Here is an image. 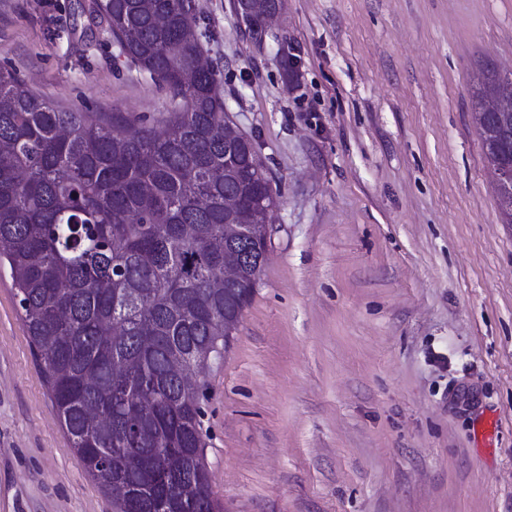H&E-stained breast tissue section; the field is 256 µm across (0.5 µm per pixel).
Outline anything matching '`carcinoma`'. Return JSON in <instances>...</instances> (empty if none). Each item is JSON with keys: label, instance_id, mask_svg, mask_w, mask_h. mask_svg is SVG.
I'll list each match as a JSON object with an SVG mask.
<instances>
[{"label": "carcinoma", "instance_id": "carcinoma-1", "mask_svg": "<svg viewBox=\"0 0 512 512\" xmlns=\"http://www.w3.org/2000/svg\"><path fill=\"white\" fill-rule=\"evenodd\" d=\"M276 0H254L259 35ZM126 62L170 95L162 131L124 112L60 109L0 70V267L70 447L116 512H157L194 483L185 512H220L204 449L207 382L177 359H224L266 250L224 283V225L261 237L271 179L251 180L224 146L218 71L200 61L197 9L180 0H93ZM502 79H479L473 110ZM251 199L224 212V192ZM134 372L118 374L116 365ZM112 450V466L97 455Z\"/></svg>", "mask_w": 512, "mask_h": 512}]
</instances>
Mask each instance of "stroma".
<instances>
[{
  "mask_svg": "<svg viewBox=\"0 0 512 512\" xmlns=\"http://www.w3.org/2000/svg\"><path fill=\"white\" fill-rule=\"evenodd\" d=\"M204 55L281 203L208 378L223 512H512V224L473 119L512 0H196ZM89 0H0V68L162 129L165 90ZM296 77L285 82L282 61ZM0 512H113L72 452L0 268ZM276 1L277 0H254L253 8L248 15L249 19L247 20L246 23L255 34H262L263 17L266 14V12L270 9V7L275 5ZM278 1L280 6H282V1ZM280 6L278 5L275 8L270 9L269 13L265 18L264 27H266L267 24L280 13Z\"/></svg>",
  "mask_w": 512,
  "mask_h": 512,
  "instance_id": "35a3bbf8",
  "label": "stroma"
}]
</instances>
